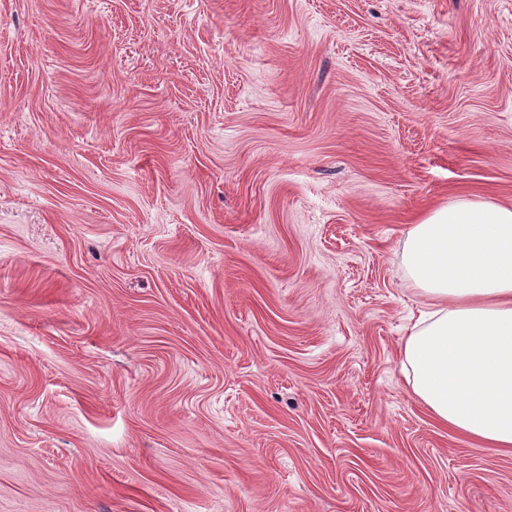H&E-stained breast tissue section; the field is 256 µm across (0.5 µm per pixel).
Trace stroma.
Here are the masks:
<instances>
[{"instance_id":"obj_1","label":"stroma","mask_w":512,"mask_h":512,"mask_svg":"<svg viewBox=\"0 0 512 512\" xmlns=\"http://www.w3.org/2000/svg\"><path fill=\"white\" fill-rule=\"evenodd\" d=\"M512 204V0H0V512H512L401 249Z\"/></svg>"}]
</instances>
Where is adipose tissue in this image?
Wrapping results in <instances>:
<instances>
[{
  "mask_svg": "<svg viewBox=\"0 0 512 512\" xmlns=\"http://www.w3.org/2000/svg\"><path fill=\"white\" fill-rule=\"evenodd\" d=\"M401 261L422 301L401 345L441 426L512 455V205L459 197L410 225Z\"/></svg>",
  "mask_w": 512,
  "mask_h": 512,
  "instance_id": "ef3b65f1",
  "label": "adipose tissue"
}]
</instances>
